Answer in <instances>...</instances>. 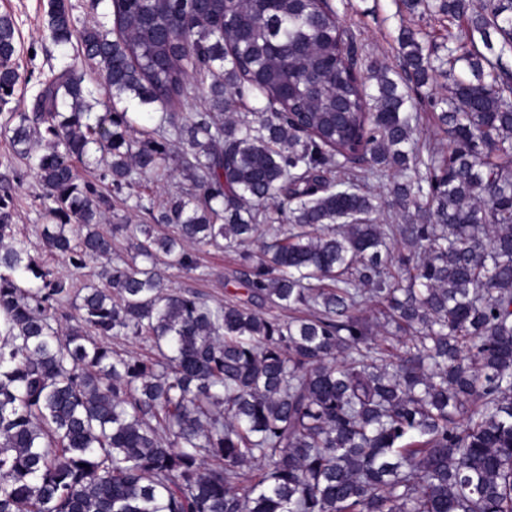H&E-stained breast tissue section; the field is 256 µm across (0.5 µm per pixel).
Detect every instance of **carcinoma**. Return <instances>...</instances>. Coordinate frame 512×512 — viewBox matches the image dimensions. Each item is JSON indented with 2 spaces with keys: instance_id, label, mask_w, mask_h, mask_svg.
<instances>
[{
  "instance_id": "obj_1",
  "label": "carcinoma",
  "mask_w": 512,
  "mask_h": 512,
  "mask_svg": "<svg viewBox=\"0 0 512 512\" xmlns=\"http://www.w3.org/2000/svg\"><path fill=\"white\" fill-rule=\"evenodd\" d=\"M104 1L108 25L48 11L104 111L65 65L0 125L45 220L34 254L0 189V512H512V0H402L446 31L397 36L405 82L451 78L427 129L446 153L388 68L347 57L327 0ZM17 33L1 13L5 103ZM175 144L195 192L157 205L142 181L172 178ZM80 164L143 223L100 231L113 195ZM200 245L238 253L243 296L166 288L159 264L194 271Z\"/></svg>"
}]
</instances>
